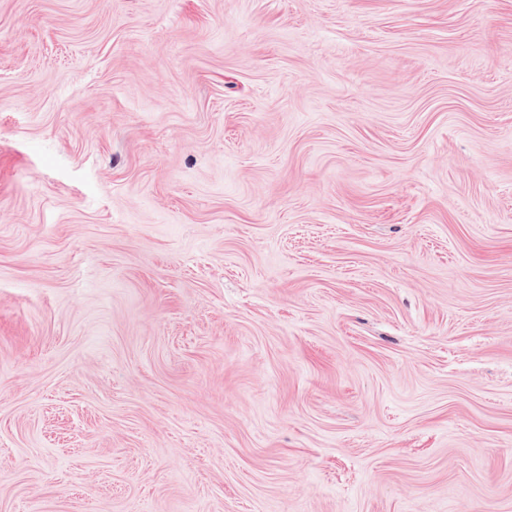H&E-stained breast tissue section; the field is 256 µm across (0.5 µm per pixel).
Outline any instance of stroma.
Returning a JSON list of instances; mask_svg holds the SVG:
<instances>
[{"label": "stroma", "mask_w": 512, "mask_h": 512, "mask_svg": "<svg viewBox=\"0 0 512 512\" xmlns=\"http://www.w3.org/2000/svg\"><path fill=\"white\" fill-rule=\"evenodd\" d=\"M0 512H512V0H0Z\"/></svg>", "instance_id": "35a3bbf8"}]
</instances>
